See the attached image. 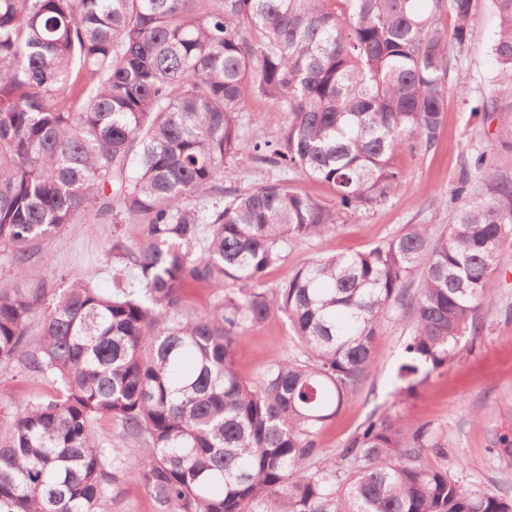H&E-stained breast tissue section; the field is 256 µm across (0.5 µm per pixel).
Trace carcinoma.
<instances>
[{
  "label": "carcinoma",
  "instance_id": "obj_1",
  "mask_svg": "<svg viewBox=\"0 0 512 512\" xmlns=\"http://www.w3.org/2000/svg\"><path fill=\"white\" fill-rule=\"evenodd\" d=\"M475 2L0 0V253L20 280L38 241L112 223L110 293L74 271L61 290L0 289V368L55 383L0 421V512H108L124 455L96 424L112 420L159 512H512V497L425 465L429 431L397 413L369 420L343 462L307 465L393 311L410 331L402 392L482 329L512 238V170L480 152L445 233L406 224L259 290L291 243L395 194L398 153L436 143L449 82L466 80L448 42L472 40ZM492 2L497 75L471 113L512 129V0ZM250 96L288 113L252 143L255 161L328 185L333 205L285 183H218ZM127 218L145 226L137 244ZM190 285L227 292L191 312ZM276 311L305 359L245 380L234 353Z\"/></svg>",
  "mask_w": 512,
  "mask_h": 512
}]
</instances>
